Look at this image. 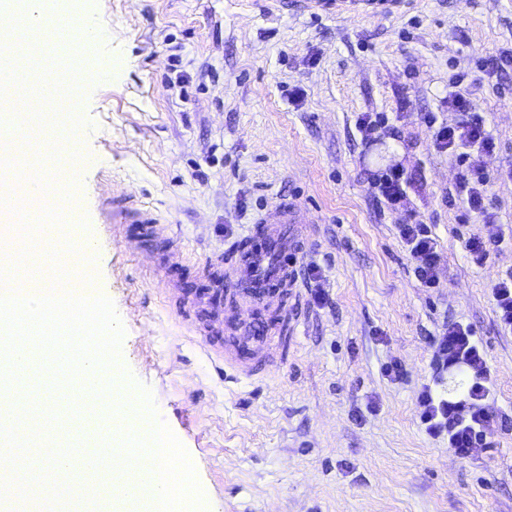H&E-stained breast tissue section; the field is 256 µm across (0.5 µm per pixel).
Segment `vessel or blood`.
<instances>
[{
    "label": "vessel or blood",
    "mask_w": 512,
    "mask_h": 512,
    "mask_svg": "<svg viewBox=\"0 0 512 512\" xmlns=\"http://www.w3.org/2000/svg\"><path fill=\"white\" fill-rule=\"evenodd\" d=\"M404 0H310L312 8L328 14L376 17L393 14ZM106 221L111 224L134 222L145 225L149 239L162 238L163 230L154 214L132 195L106 200L103 204ZM255 244L236 250L224 264L223 285L233 302L231 317L249 309L253 300L277 293L296 298L297 263L303 252L300 207L296 201L281 203L275 223H259L254 229ZM275 359L263 356L245 363L232 348L224 350V365L247 377L263 375L275 366Z\"/></svg>",
    "instance_id": "b4317fda"
}]
</instances>
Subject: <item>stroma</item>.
<instances>
[{
  "label": "stroma",
  "mask_w": 512,
  "mask_h": 512,
  "mask_svg": "<svg viewBox=\"0 0 512 512\" xmlns=\"http://www.w3.org/2000/svg\"><path fill=\"white\" fill-rule=\"evenodd\" d=\"M109 68L84 86L90 160L70 203L93 248L99 291L124 329L121 359L150 389L191 457L208 512H512V331L493 286L512 277V0H410L390 17H327L289 0H77ZM477 78L494 138L485 213L469 211L455 154L426 118L454 125L450 82ZM380 116L374 144L358 129ZM408 176L406 207L374 184ZM129 193L165 223L152 254L138 224L116 236L103 197ZM294 199L313 219L295 311L256 308L283 369L228 379L203 337L215 299L205 262L246 244L260 216ZM429 224L441 262L422 287L399 224ZM480 236L483 263L465 249ZM457 322L487 370L492 429L464 457L428 435L424 387L460 398L469 380L435 369L433 337ZM22 387L54 404L65 445L107 438L75 410L42 353ZM399 378L387 375L388 367Z\"/></svg>",
  "instance_id": "stroma-1"
}]
</instances>
